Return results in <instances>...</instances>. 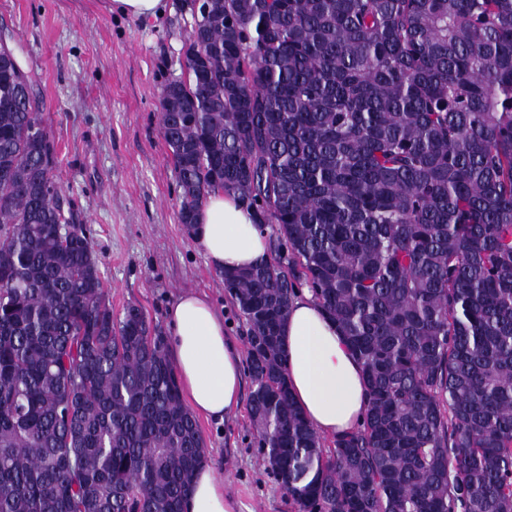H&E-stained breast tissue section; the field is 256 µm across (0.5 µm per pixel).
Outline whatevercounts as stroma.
Returning a JSON list of instances; mask_svg holds the SVG:
<instances>
[{
  "label": "stroma",
  "mask_w": 512,
  "mask_h": 512,
  "mask_svg": "<svg viewBox=\"0 0 512 512\" xmlns=\"http://www.w3.org/2000/svg\"><path fill=\"white\" fill-rule=\"evenodd\" d=\"M181 4L166 0L163 17L141 19L112 14L108 0H0V31L37 81L55 174L95 245L113 312L134 303L162 327L180 293H204L242 348L239 310L178 220L176 173L160 132L161 91L183 74L193 26ZM198 426L228 494L250 512H297L265 470L246 407Z\"/></svg>",
  "instance_id": "1"
}]
</instances>
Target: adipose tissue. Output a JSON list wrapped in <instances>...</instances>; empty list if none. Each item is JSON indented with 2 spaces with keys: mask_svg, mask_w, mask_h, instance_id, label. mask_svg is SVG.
Listing matches in <instances>:
<instances>
[{
  "mask_svg": "<svg viewBox=\"0 0 512 512\" xmlns=\"http://www.w3.org/2000/svg\"><path fill=\"white\" fill-rule=\"evenodd\" d=\"M193 238L216 269H242L269 260L266 231L233 196L215 192L201 207ZM167 346L189 410L224 421L238 406L242 356L224 334V321L200 293H181L166 313ZM282 334L288 345L286 376L306 420L325 437L351 431L362 420L366 397L361 365L310 294L293 298ZM184 512H244L210 467L200 468Z\"/></svg>",
  "mask_w": 512,
  "mask_h": 512,
  "instance_id": "ef3b65f1",
  "label": "adipose tissue"
}]
</instances>
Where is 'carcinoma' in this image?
Listing matches in <instances>:
<instances>
[{
	"mask_svg": "<svg viewBox=\"0 0 512 512\" xmlns=\"http://www.w3.org/2000/svg\"><path fill=\"white\" fill-rule=\"evenodd\" d=\"M184 2L179 221L221 191L275 225L221 272L268 471L298 512H512V0ZM35 86L0 52V512H183L198 423L157 325L112 312ZM302 285L364 376L328 449L285 376Z\"/></svg>",
	"mask_w": 512,
	"mask_h": 512,
	"instance_id": "obj_1",
	"label": "carcinoma"
}]
</instances>
